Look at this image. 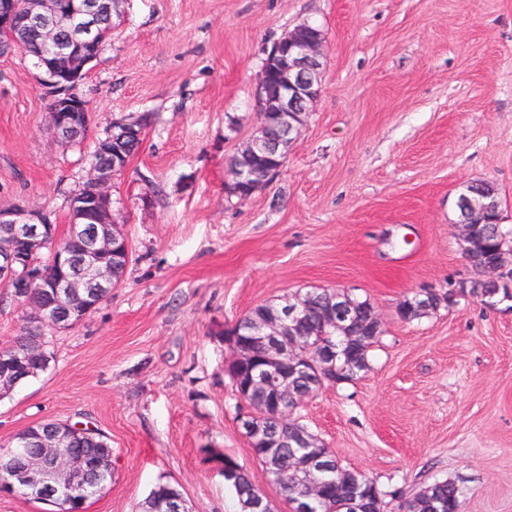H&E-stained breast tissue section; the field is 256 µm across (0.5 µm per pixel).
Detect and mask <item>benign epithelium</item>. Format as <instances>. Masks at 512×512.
Masks as SVG:
<instances>
[{
	"label": "benign epithelium",
	"instance_id": "1",
	"mask_svg": "<svg viewBox=\"0 0 512 512\" xmlns=\"http://www.w3.org/2000/svg\"><path fill=\"white\" fill-rule=\"evenodd\" d=\"M124 0H27L19 12L15 0H0V32L15 33L33 28L40 39L38 78L54 91L49 108V129L64 143L81 142L91 124V111L79 93L80 79L97 59L103 41V20L114 22L123 14ZM71 24L68 38L59 35L61 12ZM327 42L325 32L303 23L288 30L275 42L256 81L260 122L256 135L233 155L224 187L228 196L250 198L283 170L288 154L307 124L321 92V71ZM141 117H123L104 138L98 140L96 155L79 188L69 196L68 245L53 248L57 276L47 281L45 270L30 255L37 247L58 238L57 229L40 210L13 206L0 208V285L11 296L25 299L31 332L16 345L14 358L28 361L44 353L45 331L62 332L81 321L120 284L117 266L130 260V243L112 211V178L127 166L123 144L142 139ZM271 158L276 166L259 182L254 162ZM458 240L470 277L446 289H427L408 299L411 315L456 303L459 298H476L488 307L512 301V250L492 240L485 227L501 223V202L496 187L487 181L471 182L456 201ZM310 303L298 295L281 305L271 317L255 320L245 329L250 342L264 345L258 354L247 344H235L233 352L244 360L259 356V371L251 377L241 401L246 411L240 426L252 448H313L308 430L296 426L293 414L316 390L335 383L337 375H359V357L371 337L383 330L379 312L362 316L357 303L345 289L327 294L317 308L325 326L344 337L342 347L324 348L304 334ZM264 392L267 405L262 416L283 429L281 439L272 441L259 423L260 414L247 401L253 390ZM94 429L48 421L26 441H16L22 452L8 451L6 483L14 490L33 493L47 505L68 492L92 489L102 482L110 462L88 463L73 448L76 439L95 437Z\"/></svg>",
	"mask_w": 512,
	"mask_h": 512
}]
</instances>
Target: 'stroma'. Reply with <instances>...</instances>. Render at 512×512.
Segmentation results:
<instances>
[{
  "instance_id": "obj_1",
  "label": "stroma",
  "mask_w": 512,
  "mask_h": 512,
  "mask_svg": "<svg viewBox=\"0 0 512 512\" xmlns=\"http://www.w3.org/2000/svg\"><path fill=\"white\" fill-rule=\"evenodd\" d=\"M304 22L327 36L321 96L282 173L227 198L265 52ZM81 92L87 138L60 144L32 60L0 56V207L40 209L59 232L113 119L152 115L112 179L124 279L0 397V453L42 422H83L112 446V486L87 512H138L159 482L189 512H235L215 452L290 512L237 425L224 330L338 288L372 303L383 334L369 370L299 421L386 490L384 512H398L392 490L446 478L462 512H512V308L397 315L405 296L468 277L454 228L466 183H493L512 229V0H128Z\"/></svg>"
}]
</instances>
